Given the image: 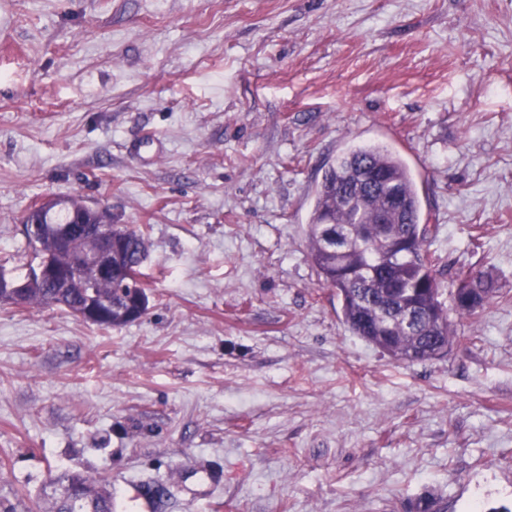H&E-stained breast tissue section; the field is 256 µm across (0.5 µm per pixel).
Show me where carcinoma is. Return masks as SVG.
Here are the masks:
<instances>
[{
  "label": "carcinoma",
  "mask_w": 512,
  "mask_h": 512,
  "mask_svg": "<svg viewBox=\"0 0 512 512\" xmlns=\"http://www.w3.org/2000/svg\"><path fill=\"white\" fill-rule=\"evenodd\" d=\"M391 213L387 236L379 238L376 223ZM71 211L53 212L27 233L35 258L62 264L67 254L57 247L61 227L70 223ZM437 225L423 217L415 176L396 151L372 144L343 151L325 170L315 190L308 222L311 260L319 284L336 290L343 323L350 331L375 346L386 344L389 356L413 363L437 358L427 352L431 339L446 345L455 340L448 310L439 300L442 285L438 258L430 251ZM112 236L122 242L116 262L134 271L128 280H93V289L77 284L65 290L51 284H30L18 289L27 306L57 302L71 312L86 305L90 294L112 303L110 317L98 327L112 329L128 324L126 315L136 300L146 301L141 280V258L146 256L145 233L127 224L112 225ZM451 288L468 289L475 302L454 306L458 318H468L488 304L492 281L482 272L460 268L451 276ZM413 305L423 315L414 331L387 315L401 303ZM53 484L71 483L85 498L62 502L53 498L52 512H115L112 490L105 479L72 470L57 472Z\"/></svg>",
  "instance_id": "1"
}]
</instances>
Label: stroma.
I'll list each match as a JSON object with an SVG mask.
<instances>
[{"mask_svg": "<svg viewBox=\"0 0 512 512\" xmlns=\"http://www.w3.org/2000/svg\"><path fill=\"white\" fill-rule=\"evenodd\" d=\"M373 143L495 283L440 359L353 335L309 257ZM76 194L145 229L148 307L0 303V512L60 468L160 512H512V0H0V262Z\"/></svg>", "mask_w": 512, "mask_h": 512, "instance_id": "stroma-1", "label": "stroma"}]
</instances>
